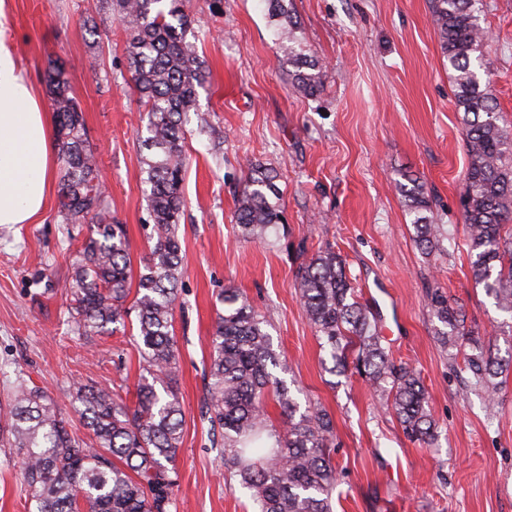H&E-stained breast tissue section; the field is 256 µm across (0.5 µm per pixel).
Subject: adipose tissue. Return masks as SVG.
<instances>
[{
    "label": "adipose tissue",
    "mask_w": 512,
    "mask_h": 512,
    "mask_svg": "<svg viewBox=\"0 0 512 512\" xmlns=\"http://www.w3.org/2000/svg\"><path fill=\"white\" fill-rule=\"evenodd\" d=\"M52 122L25 69L0 41V226L32 224L53 190Z\"/></svg>",
    "instance_id": "adipose-tissue-1"
}]
</instances>
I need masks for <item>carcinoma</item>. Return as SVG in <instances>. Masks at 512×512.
<instances>
[{
    "instance_id": "carcinoma-1",
    "label": "carcinoma",
    "mask_w": 512,
    "mask_h": 512,
    "mask_svg": "<svg viewBox=\"0 0 512 512\" xmlns=\"http://www.w3.org/2000/svg\"><path fill=\"white\" fill-rule=\"evenodd\" d=\"M295 89L314 97L324 89L325 66L306 53L297 36L292 0H263ZM127 33L131 80L145 107L142 144L144 193L153 223L152 245L130 295L129 246L123 225L112 219L100 189L94 152L87 144L77 98L62 64L45 77L55 115L60 160V216L86 224L88 235L72 259L64 293L70 297L73 332L85 342L116 332L132 318L141 376L136 402L128 405L115 387L76 383L70 395L89 438L75 435L69 417L39 386L18 376L0 403V447L20 459L35 512H167L177 481L184 411L178 377L173 311L183 274L178 224L187 167L186 125L210 129L199 108L204 62L188 40L184 0H105ZM443 57L453 71L454 98L462 112L468 156L466 190L460 197L469 267L475 284L512 315V138L500 125L497 96L489 76L494 63L483 52L487 33L480 24L482 0H430ZM278 172L248 168L236 221L244 239L279 242L285 224L276 184ZM414 215V241L429 253L454 243L432 223L425 185L407 177L396 185ZM295 283L300 303L321 347L329 372L352 369L379 392L411 440L432 445L437 424L420 374L394 361L375 314L358 302L346 262L326 245L299 264ZM217 313L208 367L206 408L221 430L224 469L248 490L257 512H333L332 495L342 475L334 461L336 437L330 414L300 410L280 373L285 361L274 348L267 321L248 299L224 290ZM440 328L435 336L488 397L498 389L503 363L487 356L445 292L427 295ZM281 410L276 425L264 405Z\"/></svg>"
}]
</instances>
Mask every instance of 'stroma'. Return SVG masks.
Wrapping results in <instances>:
<instances>
[{
    "label": "stroma",
    "instance_id": "stroma-1",
    "mask_svg": "<svg viewBox=\"0 0 512 512\" xmlns=\"http://www.w3.org/2000/svg\"><path fill=\"white\" fill-rule=\"evenodd\" d=\"M293 9L308 53L326 67L315 98L294 89L262 0H185L206 65L199 103L215 133L187 127L184 275L173 320L184 423L169 512H253L248 491L224 475L205 412L213 325L228 288L266 318L300 407L321 406L334 420L343 472L334 512H512V369L488 402L461 358L438 346L426 306L428 292L442 289L488 354L512 355V315L469 273L458 208L468 158L430 2L293 0ZM0 10V35L38 91L51 62L67 64L112 215L139 265L152 227L137 138L147 118L123 27L102 0H0ZM480 23L512 134V0H483ZM251 162L279 172L287 224L274 247L244 240L235 222ZM406 175L425 184L433 221L453 233L455 247H416L396 189ZM58 203L50 196L38 223L0 226V399L21 375L69 413L73 383L132 391L141 369L130 335L88 344L72 333L61 288L81 242L68 239ZM301 242L311 253L327 243L341 253L394 360L420 373L439 425L434 445L409 440L361 377L325 371L329 356L295 291ZM29 506L16 454L0 450V512Z\"/></svg>",
    "mask_w": 512,
    "mask_h": 512
}]
</instances>
